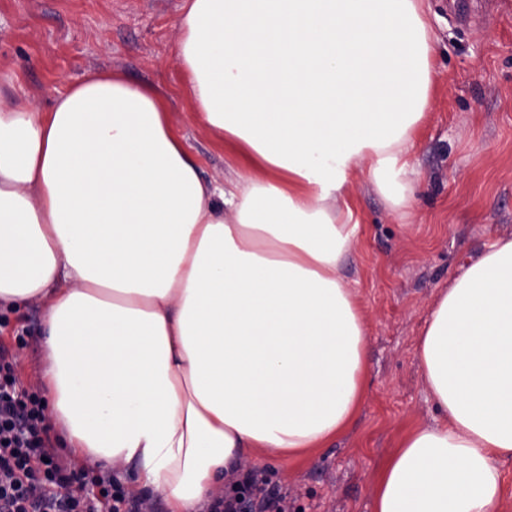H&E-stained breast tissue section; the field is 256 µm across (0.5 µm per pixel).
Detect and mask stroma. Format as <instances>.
<instances>
[{
	"label": "stroma",
	"instance_id": "1",
	"mask_svg": "<svg viewBox=\"0 0 512 512\" xmlns=\"http://www.w3.org/2000/svg\"><path fill=\"white\" fill-rule=\"evenodd\" d=\"M183 0H0V90L49 109L65 84L119 70L155 86L202 179L223 182L228 144L197 122L176 63ZM436 35L428 119L413 157L421 182L400 224L363 176L352 188L360 225L343 270L368 317V391L348 431L284 461L248 459L257 488L243 512L273 493L288 512H373V488L411 429L434 421L417 342L441 288L491 242L512 237V0H426ZM45 309L0 312V344L39 389Z\"/></svg>",
	"mask_w": 512,
	"mask_h": 512
}]
</instances>
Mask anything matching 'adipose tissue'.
I'll list each match as a JSON object with an SVG mask.
<instances>
[{
    "mask_svg": "<svg viewBox=\"0 0 512 512\" xmlns=\"http://www.w3.org/2000/svg\"><path fill=\"white\" fill-rule=\"evenodd\" d=\"M423 0H183L177 60L237 155L204 182L166 98L120 72L50 110L0 94V308L45 307L46 415L89 464L203 512L251 456L324 447L367 388L340 271L365 174L406 219L430 105ZM436 423L373 512H499L512 460V238L437 294L418 340Z\"/></svg>",
    "mask_w": 512,
    "mask_h": 512,
    "instance_id": "adipose-tissue-1",
    "label": "adipose tissue"
}]
</instances>
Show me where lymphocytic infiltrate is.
<instances>
[{
    "label": "lymphocytic infiltrate",
    "instance_id": "lymphocytic-infiltrate-1",
    "mask_svg": "<svg viewBox=\"0 0 512 512\" xmlns=\"http://www.w3.org/2000/svg\"><path fill=\"white\" fill-rule=\"evenodd\" d=\"M0 512H136L111 476L91 475L54 447L38 393L0 347Z\"/></svg>",
    "mask_w": 512,
    "mask_h": 512
}]
</instances>
